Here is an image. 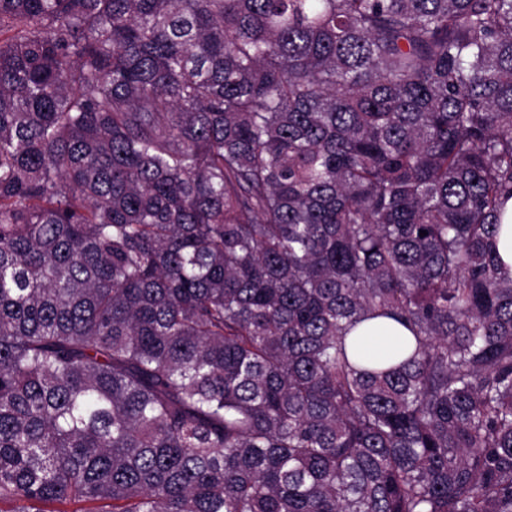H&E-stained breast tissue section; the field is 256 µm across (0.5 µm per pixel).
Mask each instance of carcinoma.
I'll return each mask as SVG.
<instances>
[{"instance_id": "cac0c4a2", "label": "carcinoma", "mask_w": 512, "mask_h": 512, "mask_svg": "<svg viewBox=\"0 0 512 512\" xmlns=\"http://www.w3.org/2000/svg\"><path fill=\"white\" fill-rule=\"evenodd\" d=\"M510 198L512 0H0V512H512ZM497 248L505 270L512 274V199L505 203L501 215ZM350 336H377L386 341L396 336H410L400 325L388 320H370L360 324Z\"/></svg>"}]
</instances>
